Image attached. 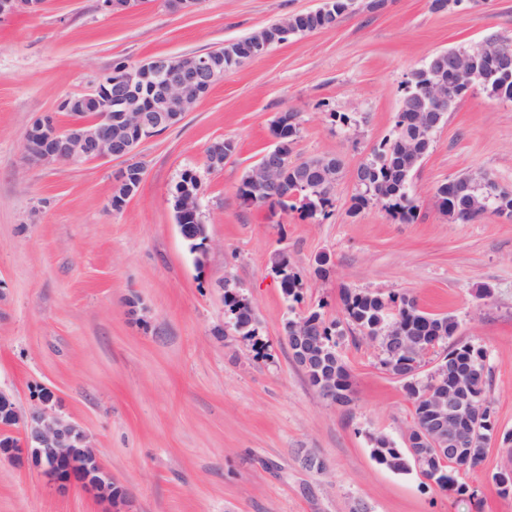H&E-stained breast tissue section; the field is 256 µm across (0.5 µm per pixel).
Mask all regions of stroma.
<instances>
[{
	"instance_id": "obj_1",
	"label": "stroma",
	"mask_w": 512,
	"mask_h": 512,
	"mask_svg": "<svg viewBox=\"0 0 512 512\" xmlns=\"http://www.w3.org/2000/svg\"><path fill=\"white\" fill-rule=\"evenodd\" d=\"M369 3L226 71L182 122L141 143L143 180L118 210L109 200L122 161L28 164L26 128L117 62L205 53L321 0H198L188 11L143 0L112 15L99 0H47L39 14L0 20V393L25 412L53 389L54 412L81 427L123 491L120 512H512L493 480L512 468L502 441L512 434V219L452 222L434 197L468 172L512 191V101L476 87L448 113L411 181L414 222L377 201L350 210L355 171L392 135L410 73L438 52L512 37V0L441 11L430 0ZM285 110L301 128L291 160L342 163L329 218L274 213L238 195ZM335 112L350 123L334 122ZM216 138L236 146L220 170L206 157ZM188 170L201 180L210 239L200 267L172 208ZM279 252L302 278L299 303L281 291ZM227 279L252 304L263 352L217 333ZM348 290L413 297L457 318L456 341L486 350L499 438L461 470L465 494L373 458V436L403 445L415 413L378 343L343 336L345 406L325 403L292 360L286 320L319 309L344 322ZM308 454L322 470L305 466ZM107 510L81 488L57 492L31 462L0 460V512Z\"/></svg>"
}]
</instances>
